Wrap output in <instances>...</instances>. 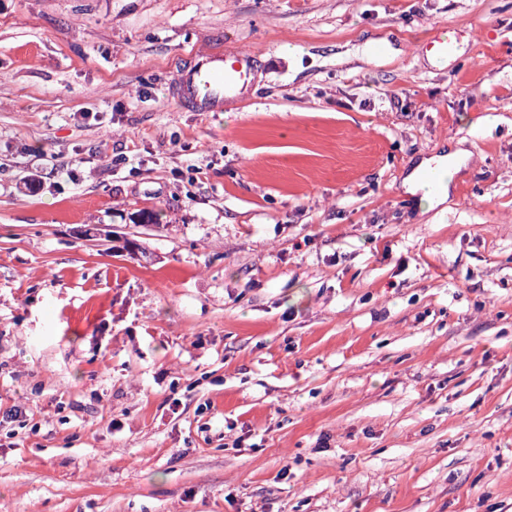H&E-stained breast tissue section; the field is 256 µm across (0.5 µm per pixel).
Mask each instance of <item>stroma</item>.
Instances as JSON below:
<instances>
[{
  "mask_svg": "<svg viewBox=\"0 0 512 512\" xmlns=\"http://www.w3.org/2000/svg\"><path fill=\"white\" fill-rule=\"evenodd\" d=\"M0 512H512V0H0ZM453 47L454 36L449 29L436 31L424 44L425 52L440 62L448 61V54ZM255 70L249 51L200 52L191 67L175 72L170 89L190 112H221L247 97Z\"/></svg>",
  "mask_w": 512,
  "mask_h": 512,
  "instance_id": "1",
  "label": "stroma"
}]
</instances>
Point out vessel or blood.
Returning <instances> with one entry per match:
<instances>
[{"label":"vessel or blood","instance_id":"b4317fda","mask_svg":"<svg viewBox=\"0 0 512 512\" xmlns=\"http://www.w3.org/2000/svg\"><path fill=\"white\" fill-rule=\"evenodd\" d=\"M454 47L451 30L436 31L424 44L434 59L447 61ZM256 61L251 52H200L193 65L177 70L170 89L192 112H220L225 104L247 97L255 80Z\"/></svg>","mask_w":512,"mask_h":512}]
</instances>
